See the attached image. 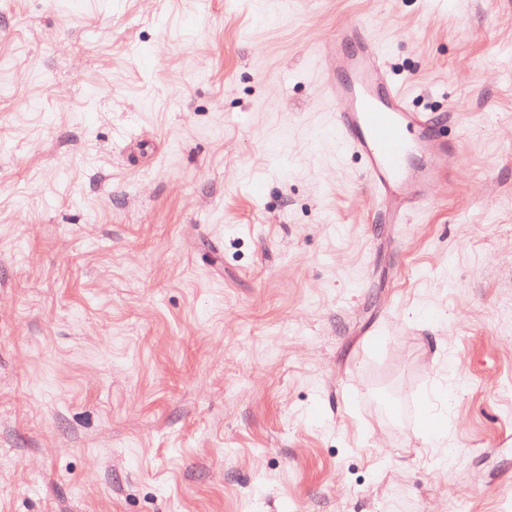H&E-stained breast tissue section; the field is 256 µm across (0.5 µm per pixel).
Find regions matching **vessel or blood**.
Returning a JSON list of instances; mask_svg holds the SVG:
<instances>
[{
    "label": "vessel or blood",
    "mask_w": 512,
    "mask_h": 512,
    "mask_svg": "<svg viewBox=\"0 0 512 512\" xmlns=\"http://www.w3.org/2000/svg\"><path fill=\"white\" fill-rule=\"evenodd\" d=\"M348 40L358 42V53L334 50V43L317 51L332 74L325 95L333 126L340 143L363 163L380 222L402 224L429 206L426 188L453 172L455 151L433 114L411 103L384 70L381 49L360 18H350L337 30L335 43Z\"/></svg>",
    "instance_id": "vessel-or-blood-1"
}]
</instances>
